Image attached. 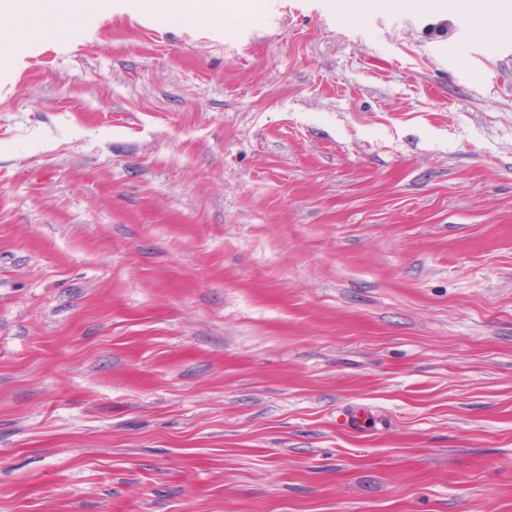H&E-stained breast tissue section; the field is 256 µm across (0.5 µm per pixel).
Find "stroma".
Returning <instances> with one entry per match:
<instances>
[{
	"label": "stroma",
	"mask_w": 512,
	"mask_h": 512,
	"mask_svg": "<svg viewBox=\"0 0 512 512\" xmlns=\"http://www.w3.org/2000/svg\"><path fill=\"white\" fill-rule=\"evenodd\" d=\"M365 4L0 47V512H512V23Z\"/></svg>",
	"instance_id": "1"
}]
</instances>
